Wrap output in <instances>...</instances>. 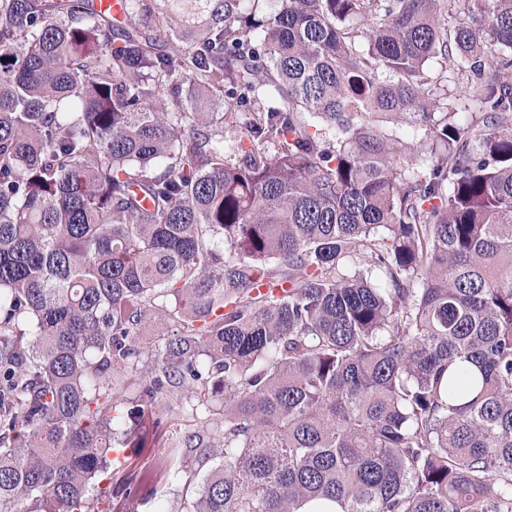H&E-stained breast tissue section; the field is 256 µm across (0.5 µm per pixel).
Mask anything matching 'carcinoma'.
Returning <instances> with one entry per match:
<instances>
[{"label": "carcinoma", "mask_w": 512, "mask_h": 512, "mask_svg": "<svg viewBox=\"0 0 512 512\" xmlns=\"http://www.w3.org/2000/svg\"><path fill=\"white\" fill-rule=\"evenodd\" d=\"M259 2L0 0V512H512V0ZM427 76L432 84H435L438 87L445 86L448 87V98L442 99L443 96L438 99L437 104L435 106L436 112H443L445 109H441V107H445L446 103L452 104L454 107H460V101L456 100L458 98V85L454 84V80H457L456 74L453 72L452 64L449 61H445L441 57L432 59L427 63L426 66ZM135 338L136 345L146 354L157 351L164 343L163 333L159 330L153 318L149 317L142 323ZM192 399L189 394H179L178 398L165 397L160 402V415L165 419V429L172 434L182 435L185 431L193 428L194 421L191 415ZM150 446V445H149ZM129 448L118 454L113 453L123 463L125 469L121 474H127L128 483L112 481V499L99 500L98 512H125L122 507L128 494L137 493L143 496L138 512H156L158 506H163L166 512H181L185 506L186 489L190 481V469L193 468V456H186L185 448H179V454L164 462L171 448ZM119 474V475H121Z\"/></svg>", "instance_id": "obj_1"}]
</instances>
